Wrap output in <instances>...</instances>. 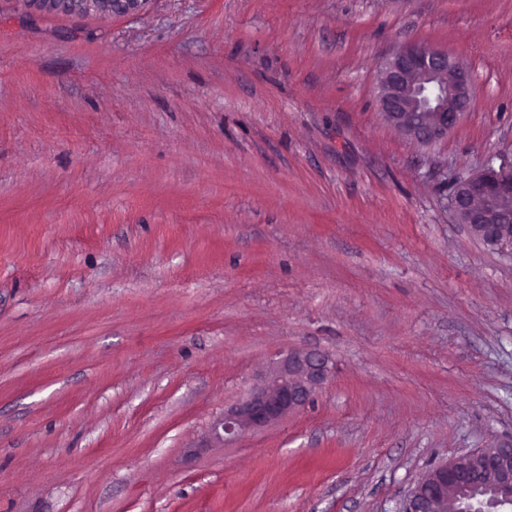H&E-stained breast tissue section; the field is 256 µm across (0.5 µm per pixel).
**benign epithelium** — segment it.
<instances>
[{"instance_id":"obj_1","label":"benign epithelium","mask_w":512,"mask_h":512,"mask_svg":"<svg viewBox=\"0 0 512 512\" xmlns=\"http://www.w3.org/2000/svg\"><path fill=\"white\" fill-rule=\"evenodd\" d=\"M39 10L69 14H110L115 6L131 11L141 0H26ZM474 83L465 66L447 52L422 44L400 48L386 62L379 84V112L407 137L430 143L442 139L459 123L473 101ZM512 197V162L488 165L462 179L450 197L454 217L478 232L491 246H512V210L493 204ZM331 372L329 359L302 349H290L277 360L264 381L235 406L224 411L215 431L230 441L248 430L274 423L304 406ZM477 464L459 459L438 465L409 490L403 512H499L490 500L477 509L448 504V489L474 487L498 491L512 489V441L469 453Z\"/></svg>"}]
</instances>
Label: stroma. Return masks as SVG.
Segmentation results:
<instances>
[{"mask_svg":"<svg viewBox=\"0 0 512 512\" xmlns=\"http://www.w3.org/2000/svg\"><path fill=\"white\" fill-rule=\"evenodd\" d=\"M474 97L423 145L379 71ZM512 157V0H0V512H402L512 440V250L449 209ZM291 348L299 410L216 422ZM39 10L60 11L69 14H112L116 5L131 11L139 7L141 0H25ZM436 89L429 102L423 93ZM474 83L465 66L448 52L422 44L400 48L386 62L379 84V112L395 128L420 143L442 139L459 123L473 101ZM407 112H433L421 122L407 124Z\"/></svg>","mask_w":512,"mask_h":512,"instance_id":"stroma-1","label":"stroma"}]
</instances>
